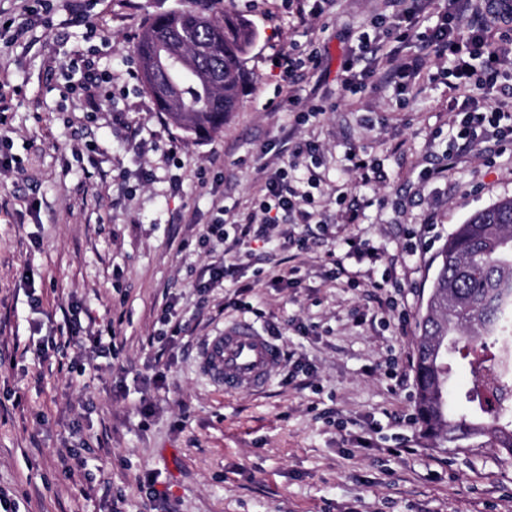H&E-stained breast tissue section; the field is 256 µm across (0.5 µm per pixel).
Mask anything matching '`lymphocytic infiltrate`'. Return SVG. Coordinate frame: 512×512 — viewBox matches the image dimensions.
Returning <instances> with one entry per match:
<instances>
[{"label":"lymphocytic infiltrate","mask_w":512,"mask_h":512,"mask_svg":"<svg viewBox=\"0 0 512 512\" xmlns=\"http://www.w3.org/2000/svg\"><path fill=\"white\" fill-rule=\"evenodd\" d=\"M395 11L387 27L375 30L374 34H362L357 48L345 59L343 86L353 90L363 85V74L358 66L366 55L377 54L383 40L399 43L409 40L420 23L415 6L416 0H392ZM449 8L426 37L438 58H451L450 71L454 79L453 88L463 96L461 110L463 118L460 138L476 144L488 135L512 146V113L492 105L490 95L503 92L502 78L505 68H512V47L499 37L501 30L512 27V12L502 17L480 15L477 24L465 27L456 7L457 0H448ZM481 89L486 95L482 104L473 101V89ZM310 193H298L291 184L287 171L280 170L265 182L258 198L261 222L274 224L276 212L291 211L301 205L313 203Z\"/></svg>","instance_id":"f902f5d3"}]
</instances>
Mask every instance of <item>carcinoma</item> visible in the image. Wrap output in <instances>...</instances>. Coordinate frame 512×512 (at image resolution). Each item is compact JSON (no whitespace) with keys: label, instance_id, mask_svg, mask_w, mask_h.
<instances>
[{"label":"carcinoma","instance_id":"cac0c4a2","mask_svg":"<svg viewBox=\"0 0 512 512\" xmlns=\"http://www.w3.org/2000/svg\"><path fill=\"white\" fill-rule=\"evenodd\" d=\"M256 33L213 0L159 14L137 42L139 81L158 109L196 137L224 129L248 81L244 56ZM418 320L415 421L439 448L487 437L512 455V197L473 214L440 251ZM470 371L467 413L448 407V356Z\"/></svg>","mask_w":512,"mask_h":512}]
</instances>
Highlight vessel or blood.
Wrapping results in <instances>:
<instances>
[{
    "label": "vessel or blood",
    "instance_id": "vessel-or-blood-1",
    "mask_svg": "<svg viewBox=\"0 0 512 512\" xmlns=\"http://www.w3.org/2000/svg\"><path fill=\"white\" fill-rule=\"evenodd\" d=\"M282 359L279 346L263 336L252 322L238 320L225 324L222 332L207 342L201 368L225 394L243 389H265Z\"/></svg>",
    "mask_w": 512,
    "mask_h": 512
}]
</instances>
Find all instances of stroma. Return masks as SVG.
Instances as JSON below:
<instances>
[{
  "label": "stroma",
  "mask_w": 512,
  "mask_h": 512,
  "mask_svg": "<svg viewBox=\"0 0 512 512\" xmlns=\"http://www.w3.org/2000/svg\"><path fill=\"white\" fill-rule=\"evenodd\" d=\"M0 0L29 20L0 34V492L18 512H512V457L488 439L441 449L415 413L416 320L437 255L475 211L512 197V150L457 137L448 65L396 92H360L342 65L385 0H220L258 31L240 105L195 138L138 78L148 17L188 0ZM318 71L282 80L283 51ZM90 62L107 98L81 88ZM319 104L323 114L297 115ZM318 144L317 159L293 156ZM376 159L360 185L351 155ZM293 167L308 215L228 238L266 178ZM374 246L359 260L350 239ZM224 261L223 287L200 292ZM357 282L331 278L336 263ZM174 306L176 324L162 320ZM247 319L282 361L263 391L228 396L200 355ZM116 336L117 358L91 353ZM319 64L320 60L316 50H312L305 59L294 58L290 52H282L276 59V67L281 68L286 74L292 73L299 66L317 68Z\"/></svg>",
  "instance_id": "35a3bbf8"
}]
</instances>
